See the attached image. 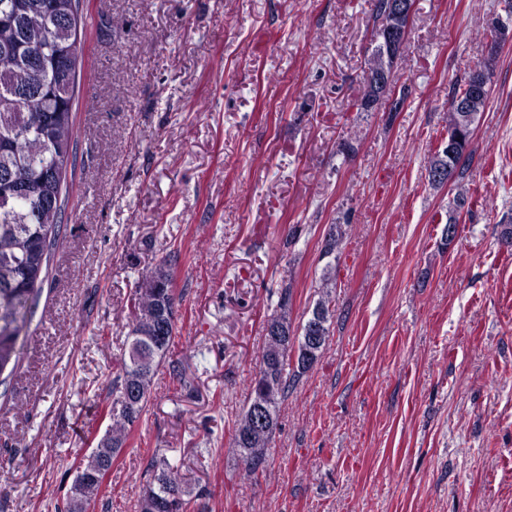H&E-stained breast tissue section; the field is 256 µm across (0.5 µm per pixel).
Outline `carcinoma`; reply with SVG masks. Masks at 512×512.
<instances>
[{
  "label": "carcinoma",
  "instance_id": "cac0c4a2",
  "mask_svg": "<svg viewBox=\"0 0 512 512\" xmlns=\"http://www.w3.org/2000/svg\"><path fill=\"white\" fill-rule=\"evenodd\" d=\"M392 2L375 0L373 5L375 46L360 95L352 101L359 112H370L387 101L373 84L375 76L388 74L398 81L402 51L383 50L381 40L389 27L406 29L409 19L395 15ZM81 18V0H0V386L9 385L21 366L18 341L28 330L50 276L53 250L66 230L68 166L74 165L77 152L73 107ZM496 58L494 47H489L487 58L476 63L453 92L454 98L462 93L469 97L474 119L466 121L463 113L448 108L450 142L428 161L431 184H444L434 178L440 168L449 180L463 175L476 120L489 100V73ZM179 257V252H169L137 282L138 305L127 336V357L112 380L107 444L79 463L72 495L54 504V512H88L103 482L104 464L124 453L131 430L146 413L153 380L177 335L173 266ZM334 287L329 270L312 316L296 327L288 285L280 289L277 306L267 316L248 404L232 429L231 448L249 476L266 469L280 403L326 349ZM260 415L265 424L259 427L255 419ZM147 473L137 512H205V492L185 483L167 458H154Z\"/></svg>",
  "mask_w": 512,
  "mask_h": 512
}]
</instances>
